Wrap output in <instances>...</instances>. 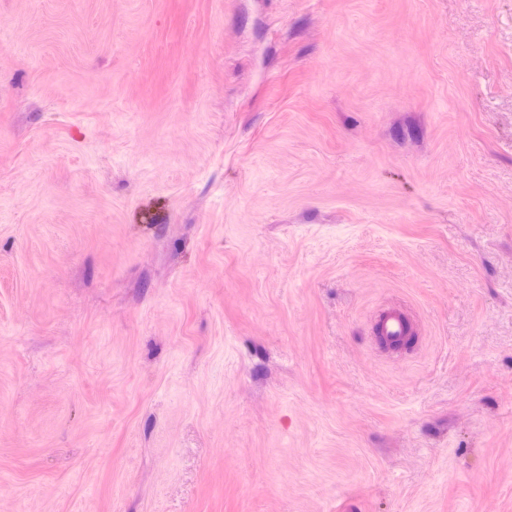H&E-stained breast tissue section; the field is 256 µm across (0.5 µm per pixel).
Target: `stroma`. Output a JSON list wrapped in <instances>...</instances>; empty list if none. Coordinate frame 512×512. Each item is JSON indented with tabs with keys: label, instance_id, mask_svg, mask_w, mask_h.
I'll return each instance as SVG.
<instances>
[{
	"label": "stroma",
	"instance_id": "stroma-1",
	"mask_svg": "<svg viewBox=\"0 0 512 512\" xmlns=\"http://www.w3.org/2000/svg\"><path fill=\"white\" fill-rule=\"evenodd\" d=\"M340 502L512 512V0H0V512ZM376 328L379 335L390 344H400L412 334L408 319L396 309L382 312L377 320Z\"/></svg>",
	"mask_w": 512,
	"mask_h": 512
}]
</instances>
